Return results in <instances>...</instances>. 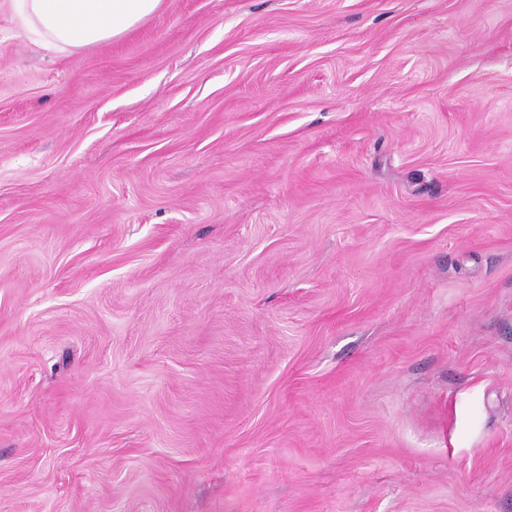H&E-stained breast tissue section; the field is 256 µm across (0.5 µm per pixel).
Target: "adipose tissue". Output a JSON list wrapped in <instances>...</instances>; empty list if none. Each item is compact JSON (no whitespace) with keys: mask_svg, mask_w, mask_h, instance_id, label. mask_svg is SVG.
<instances>
[{"mask_svg":"<svg viewBox=\"0 0 512 512\" xmlns=\"http://www.w3.org/2000/svg\"><path fill=\"white\" fill-rule=\"evenodd\" d=\"M161 0H13L24 26L51 47L77 51L112 41Z\"/></svg>","mask_w":512,"mask_h":512,"instance_id":"adipose-tissue-1","label":"adipose tissue"}]
</instances>
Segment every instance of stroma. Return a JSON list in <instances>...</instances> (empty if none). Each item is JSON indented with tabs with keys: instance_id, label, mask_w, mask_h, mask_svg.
<instances>
[{
	"instance_id": "1",
	"label": "stroma",
	"mask_w": 512,
	"mask_h": 512,
	"mask_svg": "<svg viewBox=\"0 0 512 512\" xmlns=\"http://www.w3.org/2000/svg\"><path fill=\"white\" fill-rule=\"evenodd\" d=\"M0 512H512V0H0ZM31 33L72 51L112 41L152 14L161 0H12Z\"/></svg>"
}]
</instances>
